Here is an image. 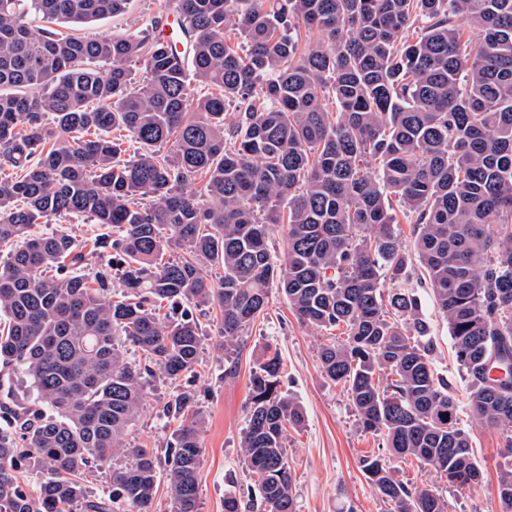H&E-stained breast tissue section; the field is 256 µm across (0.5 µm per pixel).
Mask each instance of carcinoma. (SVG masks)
I'll use <instances>...</instances> for the list:
<instances>
[{"instance_id":"cac0c4a2","label":"carcinoma","mask_w":512,"mask_h":512,"mask_svg":"<svg viewBox=\"0 0 512 512\" xmlns=\"http://www.w3.org/2000/svg\"><path fill=\"white\" fill-rule=\"evenodd\" d=\"M126 4L0 0V365L36 390L4 411L0 512H151L156 455L126 446L147 379L175 382L198 364L192 310L219 309L225 354L274 285L300 323L342 329L319 360L364 429L450 485L479 484L448 379L432 368L428 323L400 284L416 257L471 412L511 448L512 377L489 369L512 368V0H177L181 50L143 31L56 29ZM412 27L420 34L403 37ZM194 83L213 92L194 97ZM115 130L139 144L134 157H122ZM395 200L415 217L410 249L394 231ZM48 215L117 229L94 247L119 250V276L109 262L82 272L76 238L34 230ZM281 224L284 262L270 247ZM164 302L187 309L165 322ZM128 344L144 364L124 358ZM281 371L270 346L251 371L241 438L251 484L224 512H296L285 437L304 415L280 392ZM193 404L178 390L162 408L180 421L169 512H199ZM120 451L131 460L112 470V502L87 498L81 477ZM22 467L41 475L37 494ZM363 468L390 512H447L436 490L395 479L380 456ZM497 496L512 512V468Z\"/></svg>"}]
</instances>
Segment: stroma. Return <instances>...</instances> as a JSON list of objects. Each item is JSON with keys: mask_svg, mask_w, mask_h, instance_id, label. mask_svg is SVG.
Returning a JSON list of instances; mask_svg holds the SVG:
<instances>
[{"mask_svg": "<svg viewBox=\"0 0 512 512\" xmlns=\"http://www.w3.org/2000/svg\"><path fill=\"white\" fill-rule=\"evenodd\" d=\"M161 14L176 23V0H129L125 13L89 26H74L73 32L85 36L142 31ZM409 288L429 323L433 367L453 387L459 425L470 437L483 481L477 487H451L419 468L413 459L394 462L392 474L404 482L435 486L448 503L447 512H499L498 479L512 463V453L505 448L504 434L476 419L469 409L467 375L456 360L448 324L429 284L415 278ZM196 317L204 350L198 366L182 378L181 385L194 394L205 420L197 475L201 512H224L225 496L246 486L240 440L246 427L249 378L268 346L277 348L283 358L280 391L293 398L304 414L303 424L289 430L286 440L297 512H388V504L366 479L362 460L367 455L386 458L390 451L381 437L358 426L346 391L323 374L318 349L326 340L324 333L299 324L285 297L271 289L264 314L240 338L237 374L228 378L223 358L211 348L220 337L218 309L197 311ZM172 390V383L160 375L148 383L139 416L127 436L129 448H151L157 457H164L174 426L163 417L162 406Z\"/></svg>", "mask_w": 512, "mask_h": 512, "instance_id": "stroma-1", "label": "stroma"}]
</instances>
